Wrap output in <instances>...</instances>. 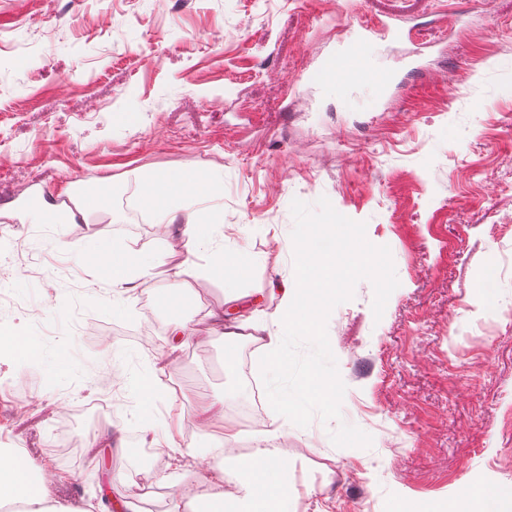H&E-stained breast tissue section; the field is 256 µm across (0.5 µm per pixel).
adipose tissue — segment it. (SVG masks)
Masks as SVG:
<instances>
[{
    "mask_svg": "<svg viewBox=\"0 0 512 512\" xmlns=\"http://www.w3.org/2000/svg\"><path fill=\"white\" fill-rule=\"evenodd\" d=\"M209 177H188L174 187L161 173L145 178L142 197L152 210L183 218L181 235L199 269L232 279L239 270L237 259L222 244L223 226L214 217L204 216L201 201L208 196ZM336 295L332 275L316 279L310 262H302L290 285L278 293V315L267 319L257 315L250 327L226 330L223 314H215L213 331L225 346L257 344L262 348L261 366L268 407L274 421L288 425L301 421L311 407L336 409V380L323 374L319 360L325 350L320 332L321 316ZM301 337L312 342L314 352L303 361L288 353V340ZM22 363H40L57 368L54 352L43 344L17 336L0 327V353ZM288 460L265 453L239 460L234 485L218 490L203 501L197 512H289ZM23 504L27 512H66L57 487L36 475L33 459L16 449L0 448V512Z\"/></svg>",
    "mask_w": 512,
    "mask_h": 512,
    "instance_id": "1",
    "label": "adipose tissue"
}]
</instances>
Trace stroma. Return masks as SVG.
Masks as SVG:
<instances>
[{"label":"stroma","instance_id":"35a3bbf8","mask_svg":"<svg viewBox=\"0 0 512 512\" xmlns=\"http://www.w3.org/2000/svg\"><path fill=\"white\" fill-rule=\"evenodd\" d=\"M355 2L413 33L383 46L395 81L372 109L299 80L342 40L339 0H0V35L19 45L0 55V257L13 259L0 324L68 365L0 359V448L39 463L64 435L78 454L62 465L66 506L103 512L104 483L136 512L209 493L233 456L171 458L223 441L202 407L236 442L274 443L242 420L259 345L228 350L211 332L223 279L192 271L178 291L184 244L140 202L146 176L198 172L218 188L205 205L223 214L225 251L251 260L235 323L275 313L304 226L363 248L337 256L320 322L338 410L288 430L291 512H442L465 487L512 512V0ZM104 184L111 202L78 222L21 208ZM116 241L153 263L118 297L86 260ZM363 256L376 277L355 272ZM150 320L148 351L133 336ZM175 321L190 337L173 352ZM142 370L165 391L150 405L127 385ZM146 448L161 457L145 472Z\"/></svg>","mask_w":512,"mask_h":512}]
</instances>
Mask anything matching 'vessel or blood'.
Masks as SVG:
<instances>
[{
	"mask_svg": "<svg viewBox=\"0 0 512 512\" xmlns=\"http://www.w3.org/2000/svg\"><path fill=\"white\" fill-rule=\"evenodd\" d=\"M346 30L348 38L343 46L310 72L308 78L345 91L366 85L370 95L365 104L376 106L385 97L391 76L377 61L375 46L400 39L405 31L390 21H352Z\"/></svg>",
	"mask_w": 512,
	"mask_h": 512,
	"instance_id": "1",
	"label": "vessel or blood"
}]
</instances>
